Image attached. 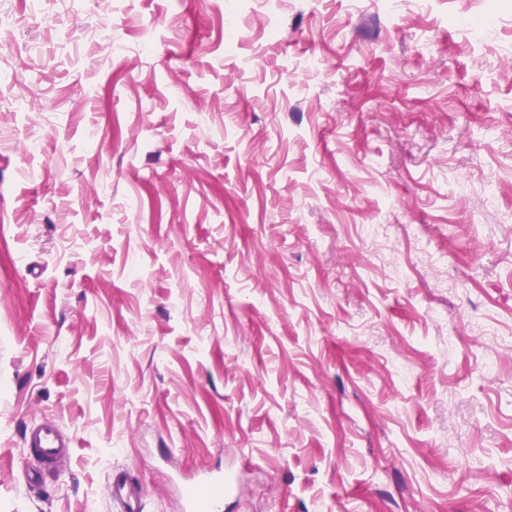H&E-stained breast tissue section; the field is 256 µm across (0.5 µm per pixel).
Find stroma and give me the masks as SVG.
<instances>
[{
    "mask_svg": "<svg viewBox=\"0 0 512 512\" xmlns=\"http://www.w3.org/2000/svg\"><path fill=\"white\" fill-rule=\"evenodd\" d=\"M0 5V512H512V0ZM24 445L34 451L45 464H53L70 448L58 425L50 420H42L29 429L24 437ZM110 493L113 500H121L124 504L123 512H136L139 510V493L137 487L126 479L115 477L112 480Z\"/></svg>",
    "mask_w": 512,
    "mask_h": 512,
    "instance_id": "obj_1",
    "label": "stroma"
}]
</instances>
